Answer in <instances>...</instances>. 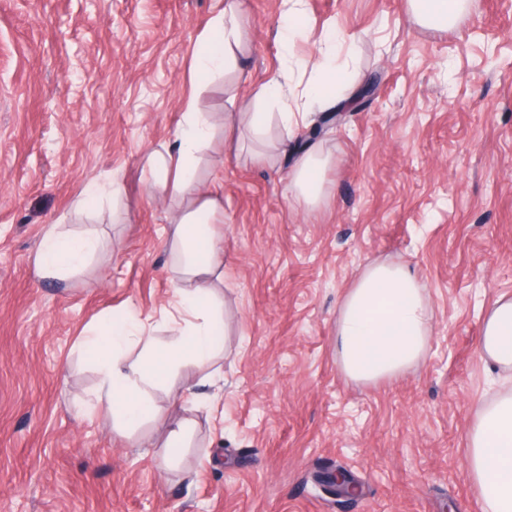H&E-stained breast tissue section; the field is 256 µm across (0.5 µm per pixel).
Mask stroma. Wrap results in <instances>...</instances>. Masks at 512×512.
Segmentation results:
<instances>
[{
  "instance_id": "obj_1",
  "label": "stroma",
  "mask_w": 512,
  "mask_h": 512,
  "mask_svg": "<svg viewBox=\"0 0 512 512\" xmlns=\"http://www.w3.org/2000/svg\"><path fill=\"white\" fill-rule=\"evenodd\" d=\"M223 6L0 0V512H482L466 435L512 388L478 349L487 305L512 295V0H472L444 32L404 0H303L313 35L290 49L282 0H248L243 78L200 82L195 48ZM330 29L354 53L341 122L329 105L287 152L243 129L203 154L201 185L224 196L223 361L172 376L133 431L80 414L101 379L86 334L133 315L168 334L162 229L193 199L151 195L145 155L186 103L220 119L280 75L302 90ZM310 150L330 157L314 208L285 192ZM93 179L121 196L77 208ZM89 230L90 263L37 277L45 235ZM376 261L417 274L433 332L415 367L359 385L336 366V313ZM188 387L215 404L184 411ZM186 416L192 434L163 461L155 444ZM338 467L358 495L321 489Z\"/></svg>"
}]
</instances>
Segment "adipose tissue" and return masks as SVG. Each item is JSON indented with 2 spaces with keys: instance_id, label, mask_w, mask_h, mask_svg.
I'll use <instances>...</instances> for the list:
<instances>
[{
  "instance_id": "1",
  "label": "adipose tissue",
  "mask_w": 512,
  "mask_h": 512,
  "mask_svg": "<svg viewBox=\"0 0 512 512\" xmlns=\"http://www.w3.org/2000/svg\"><path fill=\"white\" fill-rule=\"evenodd\" d=\"M466 0H406L407 11L428 28H451ZM246 0H225L201 38L194 54L197 78L217 72L240 71L246 47L242 19ZM350 48L335 31L326 32L313 65L315 75L304 91L303 108L288 104L287 81L272 80L256 94L253 109L240 112L238 121L255 137L272 127L292 132L303 125L310 109L336 98V78ZM207 112L187 109L174 145L153 151L145 161L144 182L151 195L172 197L193 188L199 154L215 133ZM328 157L309 151L296 160L288 189L308 206L324 195L323 173ZM224 221L219 192L201 196L173 218L164 234L173 257L174 316L164 342L150 336L142 318L85 336V348L101 353L103 378L96 394L98 406L111 411L126 430L135 429L153 407L152 393L189 363H206L218 353L216 334L224 309L215 284L224 278L223 238L217 226ZM90 236L52 232L41 241L38 272L45 278H63L75 272L94 253ZM432 316L426 288L402 264H369L345 291L336 316V363L350 380L369 384L395 377L417 365L432 334ZM481 353L493 369H512V296L501 295L486 309ZM467 469L483 504V512H512V390L484 403L467 434Z\"/></svg>"
}]
</instances>
